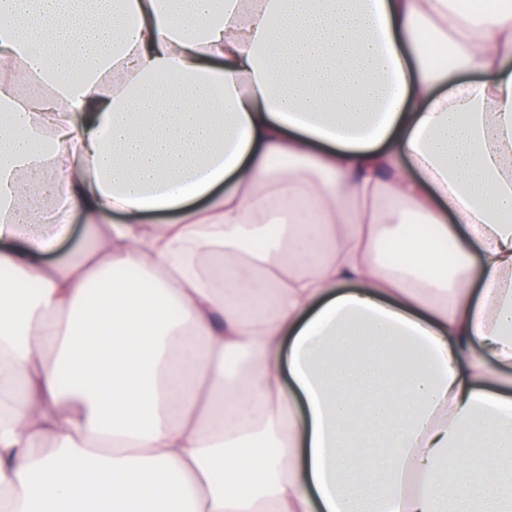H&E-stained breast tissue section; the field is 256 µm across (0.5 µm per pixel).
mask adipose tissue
I'll return each mask as SVG.
<instances>
[{"instance_id": "adipose-tissue-1", "label": "adipose tissue", "mask_w": 512, "mask_h": 512, "mask_svg": "<svg viewBox=\"0 0 512 512\" xmlns=\"http://www.w3.org/2000/svg\"><path fill=\"white\" fill-rule=\"evenodd\" d=\"M17 65L0 512H512L511 6L0 0ZM86 239V227L83 218L79 212H76L71 219L69 235L61 240L56 248L49 253V260L57 262L74 256L85 245Z\"/></svg>"}]
</instances>
